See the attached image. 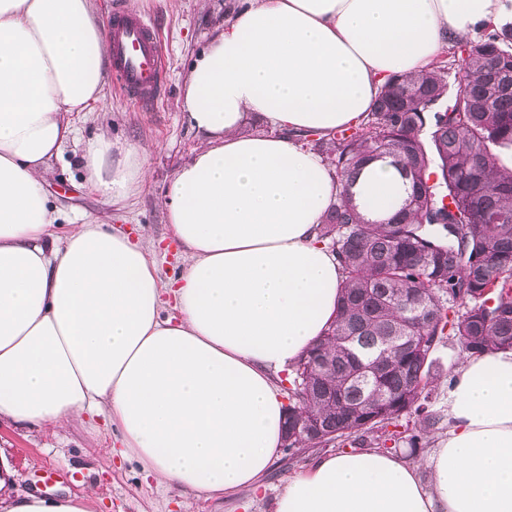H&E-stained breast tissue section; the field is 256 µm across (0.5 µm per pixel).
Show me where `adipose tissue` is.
Segmentation results:
<instances>
[{
  "label": "adipose tissue",
  "mask_w": 512,
  "mask_h": 512,
  "mask_svg": "<svg viewBox=\"0 0 512 512\" xmlns=\"http://www.w3.org/2000/svg\"><path fill=\"white\" fill-rule=\"evenodd\" d=\"M502 0H241L191 61L184 113L203 143L160 195L187 258L177 315L141 240L101 219L65 233L43 188L104 103L105 32L93 0H0V420L45 434L105 416L120 455L186 495L257 488L280 455L277 378L321 336L343 285L316 241L338 184L297 139L358 126L389 75L498 20ZM266 131L246 134V116ZM80 166L108 204L149 178L132 145L99 133ZM402 186L369 162V217ZM421 465L335 452L290 478L275 512H512V351L461 360ZM0 512H92L93 495L10 496Z\"/></svg>",
  "instance_id": "1"
}]
</instances>
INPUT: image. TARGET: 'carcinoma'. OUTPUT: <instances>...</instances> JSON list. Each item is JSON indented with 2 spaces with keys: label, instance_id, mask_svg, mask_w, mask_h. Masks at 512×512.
I'll return each mask as SVG.
<instances>
[{
  "label": "carcinoma",
  "instance_id": "carcinoma-1",
  "mask_svg": "<svg viewBox=\"0 0 512 512\" xmlns=\"http://www.w3.org/2000/svg\"><path fill=\"white\" fill-rule=\"evenodd\" d=\"M449 58L390 75L366 119L300 135L339 192L317 242L344 286L327 332L291 368L285 453L358 448L403 416L422 459L441 420L429 409L433 355L512 350V23H482ZM388 160L403 179L398 210L361 215L350 193L363 166Z\"/></svg>",
  "mask_w": 512,
  "mask_h": 512
}]
</instances>
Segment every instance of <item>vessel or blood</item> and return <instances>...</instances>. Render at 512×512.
Masks as SVG:
<instances>
[{
	"label": "vessel or blood",
	"mask_w": 512,
	"mask_h": 512,
	"mask_svg": "<svg viewBox=\"0 0 512 512\" xmlns=\"http://www.w3.org/2000/svg\"><path fill=\"white\" fill-rule=\"evenodd\" d=\"M107 52L128 96L148 105L163 89L160 44L149 19L117 14L105 35Z\"/></svg>",
	"instance_id": "1"
}]
</instances>
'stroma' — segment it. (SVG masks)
<instances>
[{"label":"stroma","mask_w":512,"mask_h":512,"mask_svg":"<svg viewBox=\"0 0 512 512\" xmlns=\"http://www.w3.org/2000/svg\"><path fill=\"white\" fill-rule=\"evenodd\" d=\"M236 0H148L143 16L154 23L165 53L166 78L158 101L142 106L122 92L115 72H108L105 110L78 113L79 139L67 146L45 175V189L59 215L56 233L67 223L94 219L109 212L111 222L131 236L142 237L157 262L163 283L178 278L185 266L158 197L179 166L190 159L201 136L184 119L182 86L192 57L224 27ZM106 129L114 138L144 149L149 181L124 206L107 203L84 185L79 158L88 140ZM116 436L104 417L86 425H65L42 434L0 423V452L16 471L15 490L57 495L80 494L93 488L94 512H184L179 489L158 490L136 462L114 454ZM316 458L306 452L279 459L255 490L224 497L199 494L193 512H275V501L289 478L309 468Z\"/></svg>","instance_id":"1"}]
</instances>
